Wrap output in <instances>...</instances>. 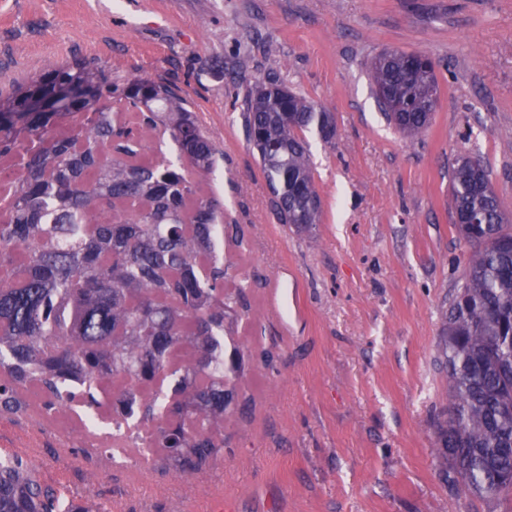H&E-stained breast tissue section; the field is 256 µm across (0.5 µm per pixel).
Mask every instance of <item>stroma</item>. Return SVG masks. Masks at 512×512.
<instances>
[{"mask_svg": "<svg viewBox=\"0 0 512 512\" xmlns=\"http://www.w3.org/2000/svg\"><path fill=\"white\" fill-rule=\"evenodd\" d=\"M384 49L436 63L440 103L417 138L372 92ZM76 59L177 89L212 137L205 189L240 227L224 257L250 305L224 353L247 341L244 371L224 458L194 476L79 453L63 414L0 415V454L111 512H210L218 497L235 512H512V490L452 492L435 435L439 343L469 251L448 192L459 154L512 217V0H0V97ZM270 75L336 120L333 141L307 135L322 214L306 231L278 223L246 139L245 101Z\"/></svg>", "mask_w": 512, "mask_h": 512, "instance_id": "obj_1", "label": "stroma"}]
</instances>
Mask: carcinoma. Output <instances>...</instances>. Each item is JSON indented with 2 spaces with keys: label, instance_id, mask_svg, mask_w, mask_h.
<instances>
[{
  "label": "carcinoma",
  "instance_id": "1",
  "mask_svg": "<svg viewBox=\"0 0 512 512\" xmlns=\"http://www.w3.org/2000/svg\"><path fill=\"white\" fill-rule=\"evenodd\" d=\"M388 124L424 133L439 103L432 59L384 51L369 66ZM77 125L59 134L60 121ZM281 224L318 223L321 199L305 133L333 138V113L272 76L243 113ZM170 136L176 161L149 143ZM19 157L10 220L0 223V412L38 388L48 413L85 409L112 426L115 449L154 448L192 476L224 456L226 321L247 307L226 286L224 204L202 192L212 138L172 89L81 62L52 64L0 100V158ZM453 224L470 246L443 327L448 388L436 430L448 485L512 486V225L467 153L450 180ZM0 512L66 508L27 459L0 456Z\"/></svg>",
  "mask_w": 512,
  "mask_h": 512
}]
</instances>
